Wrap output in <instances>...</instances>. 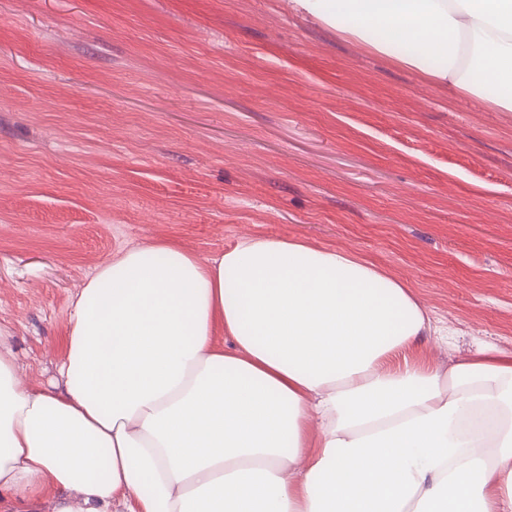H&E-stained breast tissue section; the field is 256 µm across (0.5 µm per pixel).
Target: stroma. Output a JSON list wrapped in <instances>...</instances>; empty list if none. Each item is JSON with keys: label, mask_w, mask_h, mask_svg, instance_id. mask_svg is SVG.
<instances>
[{"label": "stroma", "mask_w": 512, "mask_h": 512, "mask_svg": "<svg viewBox=\"0 0 512 512\" xmlns=\"http://www.w3.org/2000/svg\"><path fill=\"white\" fill-rule=\"evenodd\" d=\"M245 236L348 250L408 288L448 369L512 354V112L295 0H0V328L57 378L96 267Z\"/></svg>", "instance_id": "obj_1"}]
</instances>
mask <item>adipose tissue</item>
Returning <instances> with one entry per match:
<instances>
[{
    "label": "adipose tissue",
    "mask_w": 512,
    "mask_h": 512,
    "mask_svg": "<svg viewBox=\"0 0 512 512\" xmlns=\"http://www.w3.org/2000/svg\"><path fill=\"white\" fill-rule=\"evenodd\" d=\"M297 2L512 112V0ZM430 330L346 250H125L81 288L52 388L0 349V512H512V355L399 362Z\"/></svg>",
    "instance_id": "obj_1"
}]
</instances>
